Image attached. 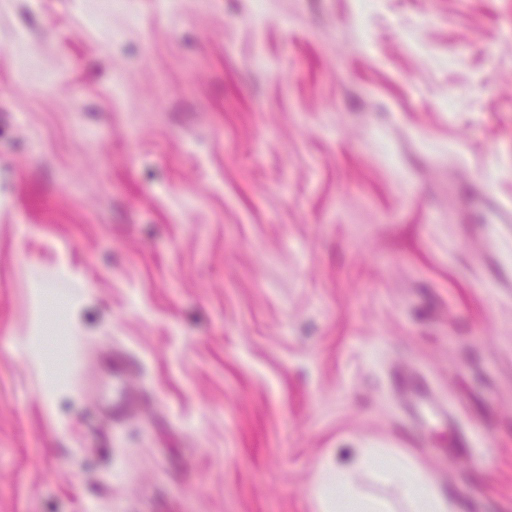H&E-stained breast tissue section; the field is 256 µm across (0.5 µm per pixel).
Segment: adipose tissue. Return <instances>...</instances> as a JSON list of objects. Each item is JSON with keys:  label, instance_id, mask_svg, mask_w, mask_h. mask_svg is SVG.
<instances>
[{"label": "adipose tissue", "instance_id": "obj_1", "mask_svg": "<svg viewBox=\"0 0 512 512\" xmlns=\"http://www.w3.org/2000/svg\"><path fill=\"white\" fill-rule=\"evenodd\" d=\"M380 448H359L351 466H318L312 487L318 512H391L388 503L358 492L350 482L351 467H361L383 456ZM377 479L396 485L407 512H456L454 502L443 495L428 473L408 458H391L376 468Z\"/></svg>", "mask_w": 512, "mask_h": 512}]
</instances>
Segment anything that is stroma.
<instances>
[{"label": "stroma", "instance_id": "stroma-1", "mask_svg": "<svg viewBox=\"0 0 512 512\" xmlns=\"http://www.w3.org/2000/svg\"><path fill=\"white\" fill-rule=\"evenodd\" d=\"M358 448L512 512V0H0V512H316ZM110 383L112 393H106L97 411L108 413L112 421L121 423L127 416V385L132 376V367L127 352H113L108 360ZM394 391L404 400L402 424L410 441L418 442L425 427L440 414L431 405L432 387L419 374H397ZM448 428L453 431L448 445V456H468L472 448L471 439L457 428L455 417L448 411Z\"/></svg>", "mask_w": 512, "mask_h": 512}]
</instances>
